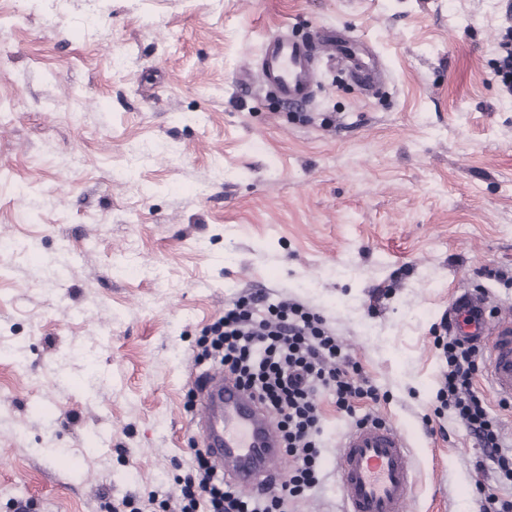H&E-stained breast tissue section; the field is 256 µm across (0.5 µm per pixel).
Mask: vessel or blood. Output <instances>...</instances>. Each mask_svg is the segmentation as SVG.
Listing matches in <instances>:
<instances>
[{
    "label": "vessel or blood",
    "mask_w": 512,
    "mask_h": 512,
    "mask_svg": "<svg viewBox=\"0 0 512 512\" xmlns=\"http://www.w3.org/2000/svg\"><path fill=\"white\" fill-rule=\"evenodd\" d=\"M325 65L345 68L364 85L377 79L376 63L358 39L317 28L299 40L270 36L252 81L285 103L303 105L312 100ZM448 319L456 335L487 342L491 384L500 397L512 400V308L491 315L483 295L465 290L449 305ZM197 399V425L217 469L243 491L281 476L285 454L257 399L220 370L210 371ZM336 468L342 512H405L416 467L404 430L386 422L352 427L340 441Z\"/></svg>",
    "instance_id": "obj_1"
}]
</instances>
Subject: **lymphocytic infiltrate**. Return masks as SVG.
<instances>
[{
	"instance_id": "obj_1",
	"label": "lymphocytic infiltrate",
	"mask_w": 512,
	"mask_h": 512,
	"mask_svg": "<svg viewBox=\"0 0 512 512\" xmlns=\"http://www.w3.org/2000/svg\"><path fill=\"white\" fill-rule=\"evenodd\" d=\"M198 348L200 360L223 367L272 413L294 465L280 484L252 495L236 489L209 465L203 449H195V466L175 478L180 493L170 512H287L288 503L321 480L319 395L332 392L337 409L357 425L363 419L356 401L380 400L378 388L323 318L292 299L272 303L260 291L239 296L207 327ZM441 350L438 401L480 448L475 469L493 467L498 483L512 486V448L475 383L482 347L452 336Z\"/></svg>"
}]
</instances>
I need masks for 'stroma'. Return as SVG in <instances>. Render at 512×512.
<instances>
[{
  "label": "stroma",
  "mask_w": 512,
  "mask_h": 512,
  "mask_svg": "<svg viewBox=\"0 0 512 512\" xmlns=\"http://www.w3.org/2000/svg\"><path fill=\"white\" fill-rule=\"evenodd\" d=\"M56 9L48 28L36 0H0V237L46 253L0 254V342L22 355L0 358V512L176 497L203 445L196 342L255 290L318 312L385 392L356 409L409 437L407 512H475L476 482L497 485L436 410L434 336L459 289L512 304V96L494 75L506 0ZM90 13L98 28L81 31ZM314 28L364 39L381 79L323 71L302 107L243 84L266 37ZM320 411L321 486L293 512L343 508L351 422L332 394Z\"/></svg>",
  "instance_id": "stroma-1"
}]
</instances>
